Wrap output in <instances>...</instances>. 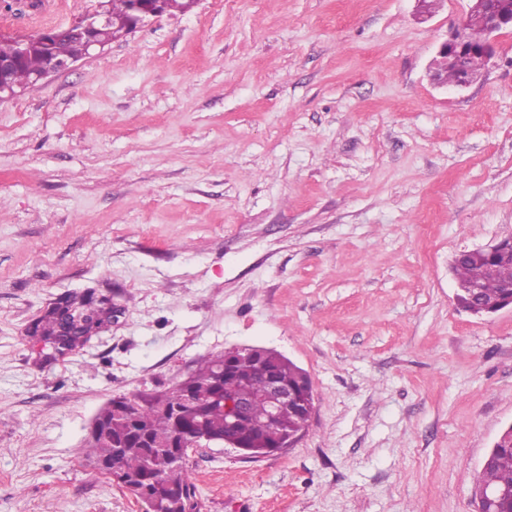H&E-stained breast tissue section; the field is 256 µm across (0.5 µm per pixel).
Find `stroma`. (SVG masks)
I'll use <instances>...</instances> for the list:
<instances>
[{"mask_svg":"<svg viewBox=\"0 0 512 512\" xmlns=\"http://www.w3.org/2000/svg\"><path fill=\"white\" fill-rule=\"evenodd\" d=\"M469 0H196L0 101V512H146L88 466L114 396L253 345L310 376L293 447L193 448L200 512H477L512 309L455 303L512 235V33L429 79ZM112 321L56 353L60 298Z\"/></svg>","mask_w":512,"mask_h":512,"instance_id":"obj_1","label":"stroma"}]
</instances>
